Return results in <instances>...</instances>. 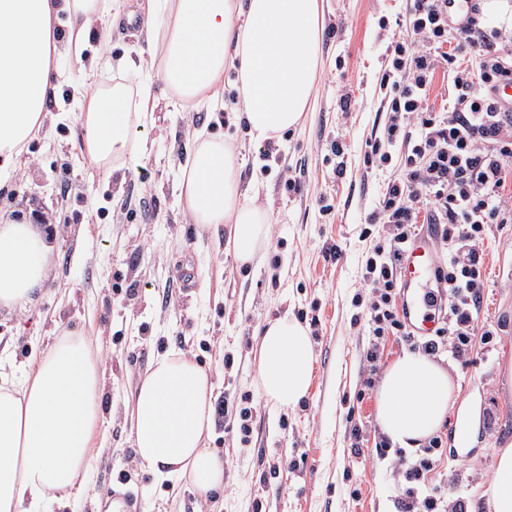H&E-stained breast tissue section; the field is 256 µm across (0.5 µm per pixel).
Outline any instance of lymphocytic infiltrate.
Masks as SVG:
<instances>
[{
  "mask_svg": "<svg viewBox=\"0 0 512 512\" xmlns=\"http://www.w3.org/2000/svg\"><path fill=\"white\" fill-rule=\"evenodd\" d=\"M405 26V35L387 46L381 75L382 86L393 91L389 121L364 154L365 167L380 166L390 160L394 143L408 144L398 178L387 184L370 216L386 234L363 274L372 336L366 359L376 362L384 336L406 332L397 306V272L405 247L427 222L443 227L439 278L446 300L436 338L419 347L428 355L449 350L464 363L477 334L486 230L512 223V110L499 107L495 98L500 83L512 82V52L495 48L468 24L467 53L475 68L464 67L455 54L437 55L448 31V0H415ZM440 63L452 75L454 96L443 112L428 105L431 76ZM440 447V440H431L418 463L402 469L407 487L397 498V512H437L436 499H418L413 486L434 469Z\"/></svg>",
  "mask_w": 512,
  "mask_h": 512,
  "instance_id": "obj_1",
  "label": "lymphocytic infiltrate"
}]
</instances>
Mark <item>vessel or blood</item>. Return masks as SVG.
Here are the masks:
<instances>
[{"label":"vessel or blood","instance_id":"vessel-or-blood-1","mask_svg":"<svg viewBox=\"0 0 512 512\" xmlns=\"http://www.w3.org/2000/svg\"><path fill=\"white\" fill-rule=\"evenodd\" d=\"M440 227L430 224L407 245L399 271L400 310L406 328L413 338L432 339L439 327L438 308L443 282L437 281L441 264L435 242Z\"/></svg>","mask_w":512,"mask_h":512}]
</instances>
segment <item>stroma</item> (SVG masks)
Wrapping results in <instances>:
<instances>
[{
	"instance_id": "stroma-1",
	"label": "stroma",
	"mask_w": 512,
	"mask_h": 512,
	"mask_svg": "<svg viewBox=\"0 0 512 512\" xmlns=\"http://www.w3.org/2000/svg\"><path fill=\"white\" fill-rule=\"evenodd\" d=\"M412 0H322L324 35L314 97L302 123L283 134L271 156L259 152L236 106L190 112L160 99L152 124L135 127L146 148L117 170L85 154L75 119L84 89L134 86L138 74L81 69L55 57L68 76L49 109L54 125L28 145L20 162L0 165V216L47 225L55 245L52 280L32 312L0 314V352L28 364L60 334L92 325L105 370L103 447L89 489L48 512H109L131 494L141 512H396L395 460L415 463L421 449H380L378 384L411 346L384 337L377 368L365 359L370 336L353 298L382 225L367 218L398 177L404 144L388 164L365 168L370 142L381 137L388 89L380 85L385 49L401 34ZM353 104L343 109L342 94ZM223 136L239 158L243 185H257L269 210L266 254L238 265L226 253L225 226L191 223L181 200L183 166L196 134ZM343 138V157L330 143ZM148 179H140V172ZM296 180L299 192L286 189ZM340 257H330V246ZM480 325L469 363L436 355L454 385L438 430L441 460L417 486L442 508L471 502L492 480L496 449L512 444V223L491 225ZM195 286L182 291L180 269ZM291 314L312 338L310 392L296 409L267 403L258 388L254 337L264 323ZM178 350L213 372L214 398L229 412L215 421L209 445L224 459V487L201 499L189 483H158L136 459L130 398L154 358ZM252 406V415L239 412ZM359 441L350 437L353 426ZM248 434H241V427ZM360 454H352V444Z\"/></svg>"
}]
</instances>
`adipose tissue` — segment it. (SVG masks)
Wrapping results in <instances>:
<instances>
[{
	"mask_svg": "<svg viewBox=\"0 0 512 512\" xmlns=\"http://www.w3.org/2000/svg\"><path fill=\"white\" fill-rule=\"evenodd\" d=\"M146 42L130 70L157 67L162 90L97 88L78 102L87 154L101 168L141 153L132 128L153 120L160 91L180 106L224 104V71L234 69L240 114L253 140L297 127L311 103L320 65L319 0H148ZM121 0H0V160L23 155L43 128L47 104L64 80L60 54L81 57L91 29L106 27ZM68 25L67 39L58 27ZM181 185L192 223L229 227L227 249L241 264L268 247L270 216L240 187L239 163L223 140L196 138ZM53 246L38 225H0V310L25 311L53 268ZM259 390L273 406L293 408L312 383L313 353L304 326L269 320L257 348ZM103 372L91 337H56L34 366L0 386V512H45L48 499L85 494L93 470L90 439L100 431ZM212 373L182 352L157 357L132 397L138 462L156 480L188 481L200 496L224 484V464L208 446ZM454 387L428 356L406 353L386 370L377 422L391 444L415 448L448 414ZM470 512H512V448L496 453L494 477Z\"/></svg>",
	"mask_w": 512,
	"mask_h": 512,
	"instance_id": "ef3b65f1",
	"label": "adipose tissue"
}]
</instances>
